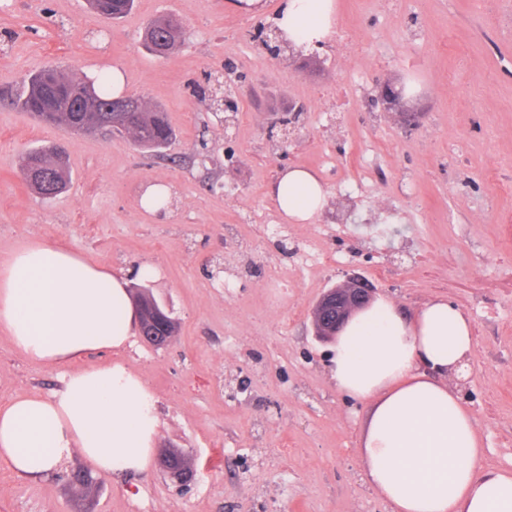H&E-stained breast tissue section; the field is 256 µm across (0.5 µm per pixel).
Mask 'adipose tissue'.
Returning a JSON list of instances; mask_svg holds the SVG:
<instances>
[{
    "mask_svg": "<svg viewBox=\"0 0 512 512\" xmlns=\"http://www.w3.org/2000/svg\"><path fill=\"white\" fill-rule=\"evenodd\" d=\"M335 13V0H281L274 25L284 41L315 47L331 37ZM271 196L287 220L307 224L328 191L294 167ZM133 322L127 280L74 252L37 241L0 262V330L32 360L61 366L122 347ZM473 350L468 317L442 299L412 317L377 300L335 340L337 388L371 402L361 448L366 480L393 512H512V472L482 470L475 418L450 382L465 376ZM158 426L140 377L105 363L66 374L51 397L1 402L0 464L35 478L76 452L101 476L141 472Z\"/></svg>",
    "mask_w": 512,
    "mask_h": 512,
    "instance_id": "obj_1",
    "label": "adipose tissue"
}]
</instances>
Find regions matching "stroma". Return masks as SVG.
Listing matches in <instances>:
<instances>
[{
  "label": "stroma",
  "instance_id": "1",
  "mask_svg": "<svg viewBox=\"0 0 512 512\" xmlns=\"http://www.w3.org/2000/svg\"><path fill=\"white\" fill-rule=\"evenodd\" d=\"M264 4L251 15L226 0H135L112 21L86 0H0V260L40 240L149 283L173 341L136 333L75 366L141 376L156 449L180 448L197 469L186 488L154 463L85 495L71 481L80 455L39 479L0 466V512H392L361 463L369 405L337 389L311 326L322 293L351 275L408 314L433 298L463 310L482 467L512 471V0H336L335 38L276 57L259 31L278 0ZM166 16L185 34L155 57L141 35ZM115 67L126 93L165 112L163 153L37 122L3 96L40 69ZM210 71L237 111L195 94ZM387 80L412 87L414 124L375 102ZM52 142L70 182L48 199L20 168ZM290 167L328 190L311 223H287L269 193ZM150 183L170 188L165 212L142 208ZM65 373L0 331V400L50 396Z\"/></svg>",
  "mask_w": 512,
  "mask_h": 512
}]
</instances>
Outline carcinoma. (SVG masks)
I'll return each mask as SVG.
<instances>
[{
    "label": "carcinoma",
    "mask_w": 512,
    "mask_h": 512,
    "mask_svg": "<svg viewBox=\"0 0 512 512\" xmlns=\"http://www.w3.org/2000/svg\"><path fill=\"white\" fill-rule=\"evenodd\" d=\"M96 13L112 20H119L134 7L135 0H91ZM171 19L151 21L150 44L170 39L168 49L176 46L177 38L169 36ZM85 81L69 80L54 70H41L31 74L27 82L12 98V104L30 112L38 120L55 125L72 133H85L97 129L104 133L132 134L141 148L159 152L173 140L174 132L166 121L165 113L158 107L141 105L135 112H112L115 101L112 95V77L101 73L90 80L93 97H84ZM23 168L28 170V185L45 198H52L66 189L69 171L57 146L35 148L27 152Z\"/></svg>",
    "instance_id": "1"
}]
</instances>
